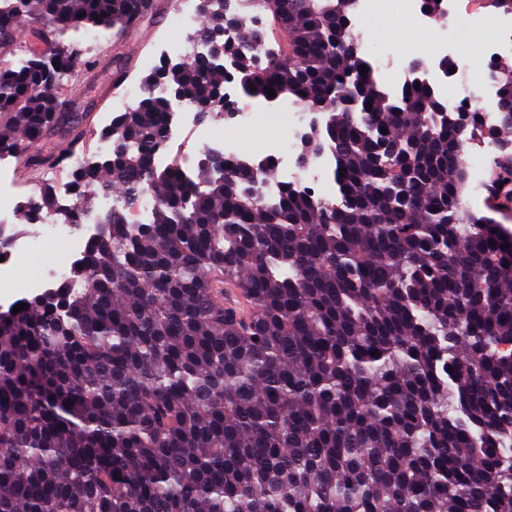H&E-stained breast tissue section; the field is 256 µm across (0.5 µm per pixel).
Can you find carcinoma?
<instances>
[{"mask_svg":"<svg viewBox=\"0 0 512 512\" xmlns=\"http://www.w3.org/2000/svg\"><path fill=\"white\" fill-rule=\"evenodd\" d=\"M265 8L278 51L209 0L196 35L222 60L162 62L142 84L166 95L102 134L111 163L72 172L76 188L149 189L156 204L143 225L104 212L67 276L0 312V512H512V239L460 205V109L426 80L379 85L352 0ZM150 9L0 0V50L38 16L58 43L91 28L121 39ZM76 60L59 46L0 67L14 128L0 155L39 174L81 147L48 84ZM495 75L504 111L487 127L471 111L474 132L512 131V71ZM229 77L248 98L325 113L314 135L336 200L293 184L253 196L243 165L221 179L152 162L170 98L205 121L234 105ZM61 126L70 139L43 155ZM34 208L78 223L50 190ZM226 285L249 314L224 307Z\"/></svg>","mask_w":512,"mask_h":512,"instance_id":"obj_1","label":"carcinoma"}]
</instances>
